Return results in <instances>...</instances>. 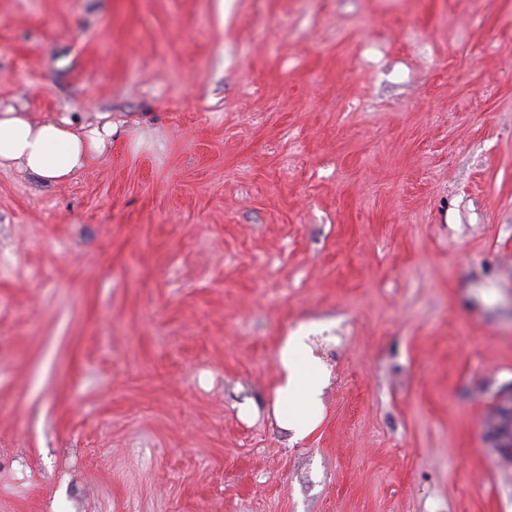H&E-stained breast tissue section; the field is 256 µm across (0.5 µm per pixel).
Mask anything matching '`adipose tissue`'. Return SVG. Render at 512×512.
<instances>
[{
  "label": "adipose tissue",
  "mask_w": 512,
  "mask_h": 512,
  "mask_svg": "<svg viewBox=\"0 0 512 512\" xmlns=\"http://www.w3.org/2000/svg\"><path fill=\"white\" fill-rule=\"evenodd\" d=\"M116 131L106 112L97 114L95 122L79 124L65 114L36 120L9 107L0 111V167L61 182L111 148ZM313 343V337L302 330L286 336L278 350L273 415L277 426L296 441L310 437L324 419L323 394L330 371L315 354Z\"/></svg>",
  "instance_id": "adipose-tissue-1"
}]
</instances>
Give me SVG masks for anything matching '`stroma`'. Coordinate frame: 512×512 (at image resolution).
Instances as JSON below:
<instances>
[{"label": "stroma", "mask_w": 512, "mask_h": 512, "mask_svg": "<svg viewBox=\"0 0 512 512\" xmlns=\"http://www.w3.org/2000/svg\"><path fill=\"white\" fill-rule=\"evenodd\" d=\"M6 106L119 132L0 168V512H512V0H0ZM314 337L306 330L285 336L277 354L279 379L273 391V415L277 426L296 441L310 437L324 419L323 394L331 372L315 355Z\"/></svg>", "instance_id": "stroma-1"}]
</instances>
